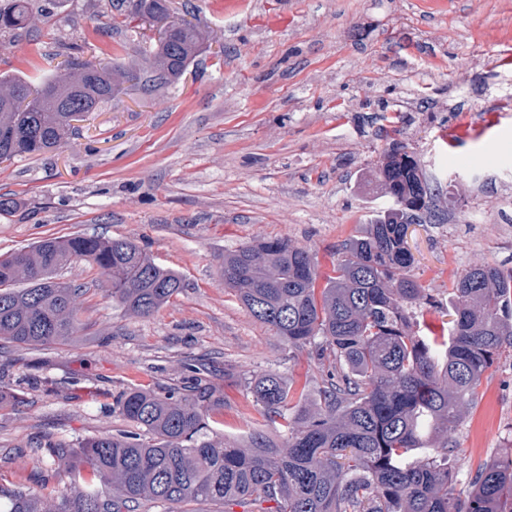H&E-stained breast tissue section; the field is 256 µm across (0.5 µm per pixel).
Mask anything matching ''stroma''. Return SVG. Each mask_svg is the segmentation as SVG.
Wrapping results in <instances>:
<instances>
[{
  "label": "stroma",
  "mask_w": 512,
  "mask_h": 512,
  "mask_svg": "<svg viewBox=\"0 0 512 512\" xmlns=\"http://www.w3.org/2000/svg\"><path fill=\"white\" fill-rule=\"evenodd\" d=\"M171 0L210 34L175 81L126 83L59 150L0 163V255L54 237L134 240L178 271L184 291L151 317L116 309L83 263L62 279L87 285L85 326L46 346L0 342V480L48 503L63 485L33 462L48 442L136 431L118 397L130 388L184 392L198 377L220 400L210 415L231 442L281 429L249 380L279 372L308 397L325 377L226 290L224 252L264 238L308 247L322 274L336 249L389 205L372 165L391 142L419 161L440 209L409 235L413 273L450 320L448 290L477 262L512 267V0ZM155 28L112 0H48L42 24L0 40V73L39 80L61 42L97 61L145 68L136 46ZM457 489L492 456L512 452V351L488 371L458 425Z\"/></svg>",
  "instance_id": "stroma-1"
}]
</instances>
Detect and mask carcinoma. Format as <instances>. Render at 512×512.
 I'll list each match as a JSON object with an SVG mask.
<instances>
[{"mask_svg": "<svg viewBox=\"0 0 512 512\" xmlns=\"http://www.w3.org/2000/svg\"><path fill=\"white\" fill-rule=\"evenodd\" d=\"M130 13L160 26L145 51L150 70L176 79L208 41L196 23L171 16L167 0H131ZM33 0L0 5V37L36 26ZM85 45H62L64 74L31 86L0 75V162L37 156L63 144L73 112H94L138 74L84 58ZM376 176L391 205L365 233L337 248L325 285L311 251L287 238L261 239L224 252L220 275L250 316L288 348L309 349L329 365L321 400L268 370L249 382L266 420L283 438L254 433L243 443L211 434L219 399L143 389L118 406L145 435L117 433L77 447L44 448L70 492L54 507L24 485L0 483V512H137L144 501H208L224 512H512V455L487 460L464 496L448 441L478 399V388L512 348V268L466 269L448 296V336H428L417 310L434 303L411 274L406 228L430 210L433 195L414 155L394 145ZM80 260L106 278L125 313L149 316L181 293L174 270L134 241L77 234L47 238L0 257V341L23 346L64 341L82 325L89 289L58 277Z\"/></svg>", "mask_w": 512, "mask_h": 512, "instance_id": "cac0c4a2", "label": "carcinoma"}]
</instances>
